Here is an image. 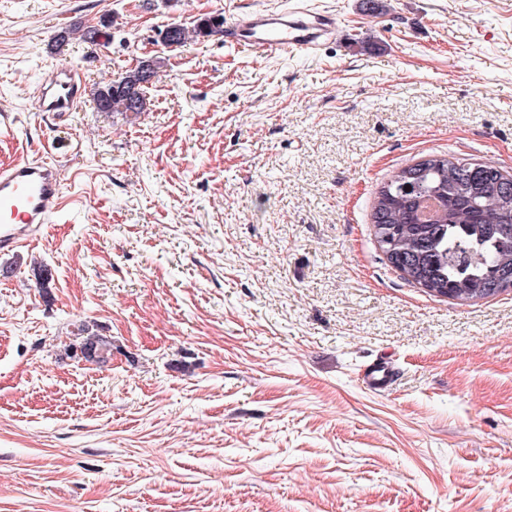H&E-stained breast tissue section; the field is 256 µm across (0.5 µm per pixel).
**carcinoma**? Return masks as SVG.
I'll return each mask as SVG.
<instances>
[{
  "label": "carcinoma",
  "instance_id": "obj_1",
  "mask_svg": "<svg viewBox=\"0 0 512 512\" xmlns=\"http://www.w3.org/2000/svg\"><path fill=\"white\" fill-rule=\"evenodd\" d=\"M210 33L209 21L191 31ZM176 27L170 43L189 33ZM110 111L128 115L125 94L112 84L98 90ZM371 221L386 260L408 283L434 297L462 303L512 289V174L464 158L431 155L400 169L377 191ZM86 360L106 361L112 343L78 327Z\"/></svg>",
  "mask_w": 512,
  "mask_h": 512
}]
</instances>
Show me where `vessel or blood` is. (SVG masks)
I'll return each instance as SVG.
<instances>
[{
  "mask_svg": "<svg viewBox=\"0 0 512 512\" xmlns=\"http://www.w3.org/2000/svg\"><path fill=\"white\" fill-rule=\"evenodd\" d=\"M337 18L308 7L289 14L254 12L224 28L229 44L245 43L267 52L311 53L336 34ZM77 86L72 79L45 84L40 106L68 112L77 105ZM65 207L58 168L43 159L23 158L0 167V251L11 252L33 243L51 218ZM395 367L386 360L372 364L363 375L368 389L391 385Z\"/></svg>",
  "mask_w": 512,
  "mask_h": 512,
  "instance_id": "b4317fda",
  "label": "vessel or blood"
}]
</instances>
